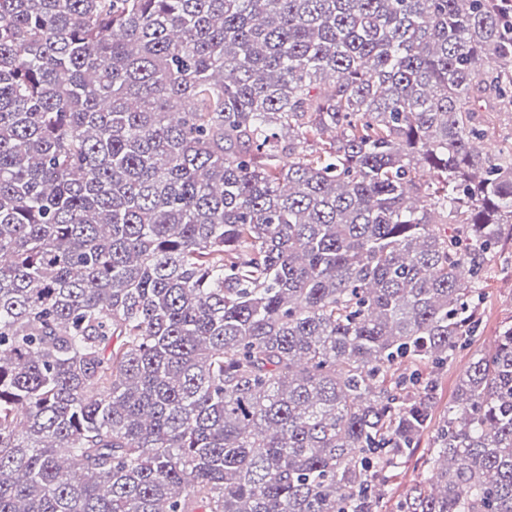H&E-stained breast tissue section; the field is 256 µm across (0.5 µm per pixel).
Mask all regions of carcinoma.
<instances>
[{"mask_svg": "<svg viewBox=\"0 0 512 512\" xmlns=\"http://www.w3.org/2000/svg\"><path fill=\"white\" fill-rule=\"evenodd\" d=\"M492 97L512 0H0V512H379L512 232ZM431 460L398 512H512V324Z\"/></svg>", "mask_w": 512, "mask_h": 512, "instance_id": "carcinoma-1", "label": "carcinoma"}]
</instances>
